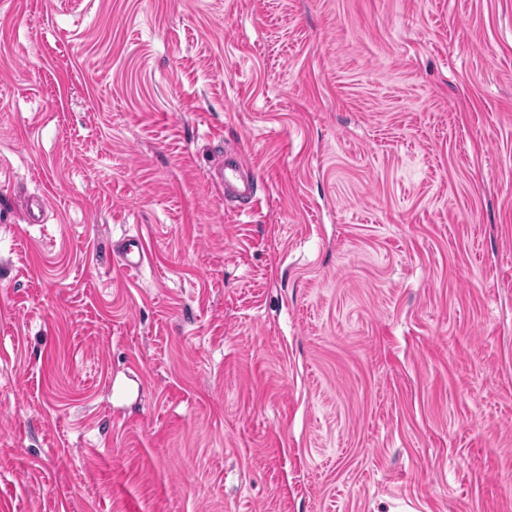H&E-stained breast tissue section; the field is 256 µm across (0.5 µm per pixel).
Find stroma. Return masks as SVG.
Wrapping results in <instances>:
<instances>
[{
  "instance_id": "stroma-1",
  "label": "stroma",
  "mask_w": 512,
  "mask_h": 512,
  "mask_svg": "<svg viewBox=\"0 0 512 512\" xmlns=\"http://www.w3.org/2000/svg\"><path fill=\"white\" fill-rule=\"evenodd\" d=\"M0 512H512V0H0ZM211 182L214 188L224 193V202L231 211L245 213L257 196L259 177L249 167L238 148H225L221 159L213 170ZM148 245L140 236L122 238L117 244V252L123 268L137 272L148 261Z\"/></svg>"
}]
</instances>
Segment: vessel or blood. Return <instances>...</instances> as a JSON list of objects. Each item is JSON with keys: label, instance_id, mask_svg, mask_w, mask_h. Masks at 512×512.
<instances>
[{"label": "vessel or blood", "instance_id": "obj_1", "mask_svg": "<svg viewBox=\"0 0 512 512\" xmlns=\"http://www.w3.org/2000/svg\"><path fill=\"white\" fill-rule=\"evenodd\" d=\"M211 182L223 193L231 211L238 213L252 207L259 186L256 172L245 163L241 150L237 148L225 149L223 159L213 170ZM117 252L123 268L129 272L140 270L148 259V245L138 236L121 239Z\"/></svg>", "mask_w": 512, "mask_h": 512}]
</instances>
